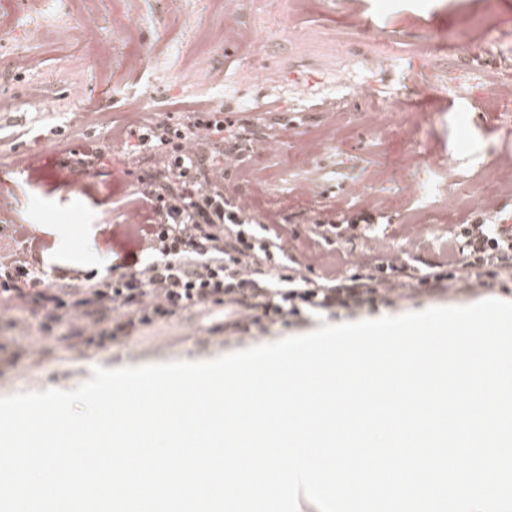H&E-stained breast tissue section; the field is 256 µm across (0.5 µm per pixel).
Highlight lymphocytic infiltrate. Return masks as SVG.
<instances>
[{"mask_svg": "<svg viewBox=\"0 0 512 512\" xmlns=\"http://www.w3.org/2000/svg\"><path fill=\"white\" fill-rule=\"evenodd\" d=\"M112 135L130 155L164 159L158 180L133 188L125 201L134 212L140 203L154 205L153 223L129 225L145 262L116 277L60 276L43 288L33 227L11 224L10 245L0 250V323L14 326V312L32 305L48 329L65 324L73 336H140L184 312L220 310L225 334L244 336L291 318L303 322L307 309L332 316L392 306L410 299L414 283L440 298L478 297L512 282V225L490 207L454 225L446 239L420 237L401 253L376 238L371 211L353 224L316 221L313 243L359 239L365 252L351 268L336 262L309 276L288 254L285 225L262 223L250 202L225 197L224 173L239 168L242 148L222 110L198 104L174 123L147 112ZM169 181L176 190H166Z\"/></svg>", "mask_w": 512, "mask_h": 512, "instance_id": "lymphocytic-infiltrate-1", "label": "lymphocytic infiltrate"}]
</instances>
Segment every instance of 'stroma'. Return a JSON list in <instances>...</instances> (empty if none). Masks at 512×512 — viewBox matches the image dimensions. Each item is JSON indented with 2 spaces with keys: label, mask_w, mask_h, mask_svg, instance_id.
Here are the masks:
<instances>
[{
  "label": "stroma",
  "mask_w": 512,
  "mask_h": 512,
  "mask_svg": "<svg viewBox=\"0 0 512 512\" xmlns=\"http://www.w3.org/2000/svg\"><path fill=\"white\" fill-rule=\"evenodd\" d=\"M70 16L103 34L124 30L138 67L116 58L108 73L72 69L62 48L89 49L61 30ZM268 21L279 35H267ZM37 26L41 38L28 41ZM1 28L35 66L18 72L0 54V200L19 199L7 219L35 226L50 274L103 276L144 260L122 201L161 164L110 144L138 99L160 121L200 100L239 120L254 143L241 165L266 183L232 172L224 190L248 199L263 223L286 225L288 251L301 262L313 221L351 218L371 187L384 202L378 232L396 247L404 224L422 225L432 239L484 206L512 212V103L481 97L491 79L512 82V0H10ZM258 41L264 57L255 72L248 49ZM88 104L101 123L69 138L67 126ZM91 149L100 160L88 175L69 156ZM493 177L500 188L479 200V185ZM408 179L420 190L404 188ZM458 303L422 293L341 310L334 321ZM19 318L21 330L0 327V397L71 390L97 366L205 361L321 326L314 316L228 337L185 313L142 336L73 344L64 328H43L34 310Z\"/></svg>",
  "instance_id": "stroma-1"
}]
</instances>
